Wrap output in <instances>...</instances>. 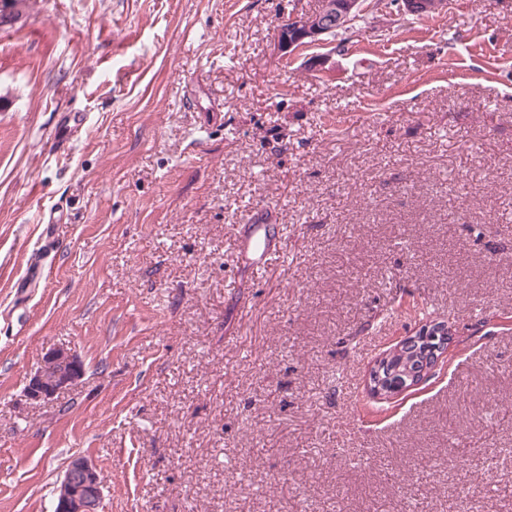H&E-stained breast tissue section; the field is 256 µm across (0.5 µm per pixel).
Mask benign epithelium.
<instances>
[{
    "instance_id": "1",
    "label": "benign epithelium",
    "mask_w": 512,
    "mask_h": 512,
    "mask_svg": "<svg viewBox=\"0 0 512 512\" xmlns=\"http://www.w3.org/2000/svg\"><path fill=\"white\" fill-rule=\"evenodd\" d=\"M361 6L360 0H319L312 13H295L278 28L274 48L281 56L296 48L321 41L338 26L348 24L350 12ZM81 376L80 360L65 347L49 351L29 382V398L45 401ZM103 481L97 467L83 456L69 461L59 487L55 491L53 512H100Z\"/></svg>"
}]
</instances>
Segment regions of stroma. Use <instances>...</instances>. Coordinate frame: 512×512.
Masks as SVG:
<instances>
[{"instance_id": "obj_1", "label": "stroma", "mask_w": 512, "mask_h": 512, "mask_svg": "<svg viewBox=\"0 0 512 512\" xmlns=\"http://www.w3.org/2000/svg\"><path fill=\"white\" fill-rule=\"evenodd\" d=\"M27 0L0 28V512H512V0ZM284 227L259 272L240 222ZM452 331L382 400L374 358ZM83 374L25 389L45 354ZM319 0L317 9L312 13H295L283 20L278 28L274 48L282 57L299 46L315 44L321 36L328 35L336 26L349 23L350 12L360 10V0ZM80 376V360L76 353L65 347L54 348L46 354L30 379L29 398L36 402L49 400ZM103 481L97 467L84 456L69 461L55 491L53 512H100Z\"/></svg>"}]
</instances>
